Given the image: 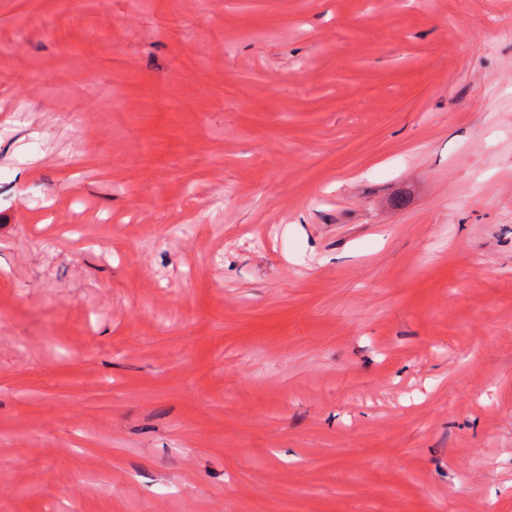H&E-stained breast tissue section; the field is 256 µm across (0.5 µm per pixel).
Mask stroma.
<instances>
[{"instance_id":"1","label":"stroma","mask_w":512,"mask_h":512,"mask_svg":"<svg viewBox=\"0 0 512 512\" xmlns=\"http://www.w3.org/2000/svg\"><path fill=\"white\" fill-rule=\"evenodd\" d=\"M0 512H512V0H0Z\"/></svg>"}]
</instances>
